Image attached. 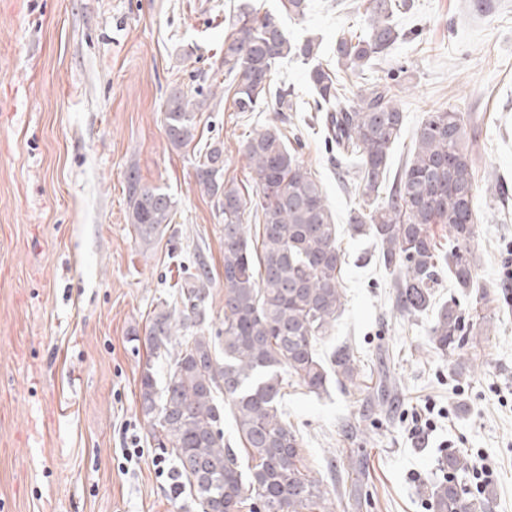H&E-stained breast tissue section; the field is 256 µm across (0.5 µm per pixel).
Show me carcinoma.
<instances>
[{
	"mask_svg": "<svg viewBox=\"0 0 512 512\" xmlns=\"http://www.w3.org/2000/svg\"><path fill=\"white\" fill-rule=\"evenodd\" d=\"M409 8V0H368L364 23L337 34L332 71L319 61L313 39L289 37L275 15L246 5L227 20L224 77L234 86L236 111L253 112L271 96L273 111L291 112L292 92L271 86L273 72L288 58L308 66L316 111L326 113L328 144L361 189L349 226L379 245L380 263L394 276V306L414 316L432 312L429 342L455 357L462 376L469 337L488 322L486 295L473 294L475 129L451 108L426 113L410 160L392 175L390 155L404 125L398 104L404 66L361 86L347 102L339 75L362 74L386 57L405 38L397 18ZM215 97L212 89L169 92L164 123L171 145L196 141L199 112ZM244 153L256 186L248 198L224 180L219 144H209L196 166L199 185L217 198L224 215V328L208 333L207 265L183 268L176 306H156L143 339L149 358L140 376L141 411L157 449L175 455L200 512H330V492L305 468L299 438L283 420L280 402L289 378L318 397L335 384L357 386L353 353L340 348L326 362L318 352L343 306L339 227L321 183L279 126L249 134ZM127 191L134 232L149 246L172 223L173 198L133 174ZM249 213L262 220L258 248L247 234ZM432 224L448 225L447 250L434 242ZM445 269L462 295L474 296L471 309L454 297L436 302ZM160 359L167 366L161 383L154 369ZM227 412L245 463L241 450L224 439ZM441 466L442 476L427 486L430 512H489L495 489L486 483L467 488L463 452L446 451Z\"/></svg>",
	"mask_w": 512,
	"mask_h": 512,
	"instance_id": "obj_1",
	"label": "carcinoma"
}]
</instances>
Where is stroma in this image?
<instances>
[{"label":"stroma","instance_id":"35a3bbf8","mask_svg":"<svg viewBox=\"0 0 512 512\" xmlns=\"http://www.w3.org/2000/svg\"><path fill=\"white\" fill-rule=\"evenodd\" d=\"M244 0H0V512H196L175 470L152 465L156 447L140 410L144 336L156 305L172 300L179 268L203 258L214 281L208 320H224V218L198 185L196 153L164 128L171 88L224 76L225 17ZM289 36L337 32L366 0H309L304 19L280 0H251ZM407 38L374 69L405 66L401 165L426 111L457 109L477 133V280L494 295L512 270V0H413ZM273 85L290 86L283 131L321 182L345 253L344 310L319 347H350L357 389L316 397L284 389V418L307 464L322 474L333 512H427L419 487L443 450L469 457L470 486L486 472L491 512H512V307L474 337L469 373L433 349L432 318L397 312L372 238L349 229L354 196L336 174L305 66L284 60ZM272 107L235 111L218 93L200 113L202 142L224 148V177L246 194L243 154ZM174 199L153 247L136 239L129 174ZM386 386L390 404L377 398ZM434 425L416 433L415 418ZM137 435L144 455L124 464Z\"/></svg>","mask_w":512,"mask_h":512}]
</instances>
